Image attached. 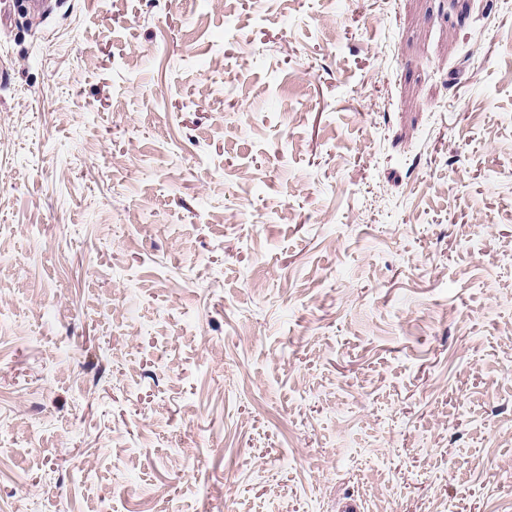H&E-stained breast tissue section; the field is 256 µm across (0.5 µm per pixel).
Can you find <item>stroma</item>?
<instances>
[{
  "instance_id": "stroma-1",
  "label": "stroma",
  "mask_w": 512,
  "mask_h": 512,
  "mask_svg": "<svg viewBox=\"0 0 512 512\" xmlns=\"http://www.w3.org/2000/svg\"><path fill=\"white\" fill-rule=\"evenodd\" d=\"M50 4L0 23V512H512V6Z\"/></svg>"
}]
</instances>
